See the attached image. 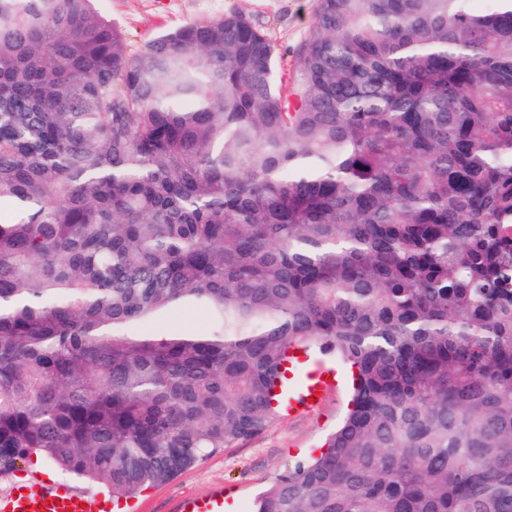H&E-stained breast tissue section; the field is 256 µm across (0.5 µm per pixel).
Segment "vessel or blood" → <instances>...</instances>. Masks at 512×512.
Instances as JSON below:
<instances>
[{"label":"vessel or blood","mask_w":512,"mask_h":512,"mask_svg":"<svg viewBox=\"0 0 512 512\" xmlns=\"http://www.w3.org/2000/svg\"><path fill=\"white\" fill-rule=\"evenodd\" d=\"M334 376L332 369L317 363L298 385L284 387L289 413L298 415L310 410V398L330 390ZM107 509V502L72 492L62 484H46L38 478L24 482L20 492L0 495V512H107ZM177 512H224V493L216 490L203 497L182 500Z\"/></svg>","instance_id":"b4317fda"}]
</instances>
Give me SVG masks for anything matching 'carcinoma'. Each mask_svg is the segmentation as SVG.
Segmentation results:
<instances>
[{
  "label": "carcinoma",
  "instance_id": "1",
  "mask_svg": "<svg viewBox=\"0 0 512 512\" xmlns=\"http://www.w3.org/2000/svg\"><path fill=\"white\" fill-rule=\"evenodd\" d=\"M291 54L0 0L1 472L132 496L317 348L347 412L254 512H512V0H317ZM208 322L207 312L203 309L190 308L173 311L153 331L159 334H172L184 329L202 330Z\"/></svg>",
  "mask_w": 512,
  "mask_h": 512
}]
</instances>
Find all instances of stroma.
<instances>
[{
    "mask_svg": "<svg viewBox=\"0 0 512 512\" xmlns=\"http://www.w3.org/2000/svg\"><path fill=\"white\" fill-rule=\"evenodd\" d=\"M102 13L136 50L165 30L242 12L263 27L278 53L287 54L304 38L315 0H99ZM349 385H336L318 406L300 416L280 415L261 435L237 442L197 462L169 481L130 499L121 512H175L178 502L220 488L233 512H252L260 493L286 470L318 455L344 416Z\"/></svg>",
    "mask_w": 512,
    "mask_h": 512,
    "instance_id": "35a3bbf8",
    "label": "stroma"
}]
</instances>
